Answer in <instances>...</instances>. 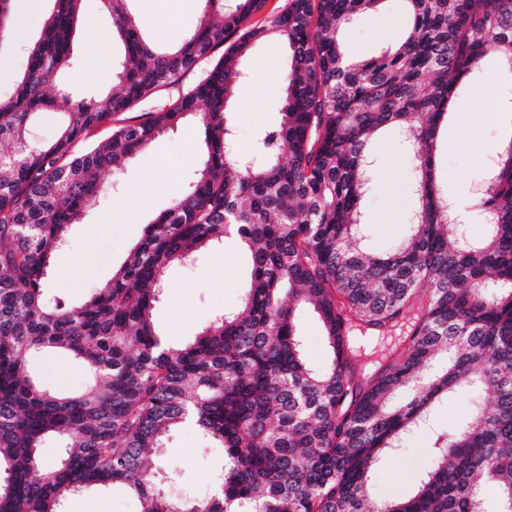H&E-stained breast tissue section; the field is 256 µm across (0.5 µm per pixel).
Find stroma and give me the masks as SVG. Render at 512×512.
I'll return each instance as SVG.
<instances>
[{"label":"stroma","instance_id":"stroma-1","mask_svg":"<svg viewBox=\"0 0 512 512\" xmlns=\"http://www.w3.org/2000/svg\"><path fill=\"white\" fill-rule=\"evenodd\" d=\"M50 7L49 0H12V12L21 28L20 45L0 53V88L10 86L25 68L22 47L38 37ZM129 9L142 33L159 46L179 43L199 17L197 7L182 0H131ZM82 10L85 21L72 42V68L61 80L79 91L105 92L111 78L92 75L89 48L101 34L111 31L112 19L100 0H83ZM405 23L402 0H386L382 10L357 15L342 36L346 57L358 61L380 55L383 48L397 41ZM287 62L286 45L275 39L253 45L242 58L246 78L227 112L239 149H248L259 131L280 124L282 88L277 75ZM511 88L512 71L492 64L475 73L455 99L438 139L439 183L448 199L457 200L466 191L482 186L512 138L511 120L486 116L488 104L506 97ZM374 151L377 165L362 203L368 231L360 248L380 254L406 234L417 205L412 191L416 170L397 129H388L375 142ZM197 152L190 130L163 134L121 170L102 174L103 182L117 184L118 189L97 199L85 223L72 225L69 245L55 257L49 272L50 287L79 304L92 288L109 280L127 260L145 225L169 207L192 177ZM248 275V255L234 236L225 237L223 245L202 252L192 262L172 266L154 307L156 328L169 343L192 340L215 314L239 306ZM298 315L304 360L314 369L325 368L330 353L317 314L305 306ZM409 329V322L404 320L386 331H353L351 346L366 373H373L380 363L402 352ZM29 370L57 392H81L88 385L82 363L66 354L31 360ZM476 402L487 406L491 400L485 393L467 390L440 403L428 427L407 436L400 448L382 456L369 481L371 500L378 503L413 496L432 463L429 448L433 433L454 430L465 409ZM223 462V449L184 425L170 432L162 457H150L148 472L156 479L168 469H178L180 478L167 486L170 497L202 499L212 495L214 475ZM140 509L138 498L121 487L90 489L65 503V512Z\"/></svg>","mask_w":512,"mask_h":512}]
</instances>
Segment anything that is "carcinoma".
<instances>
[{
    "label": "carcinoma",
    "instance_id": "carcinoma-1",
    "mask_svg": "<svg viewBox=\"0 0 512 512\" xmlns=\"http://www.w3.org/2000/svg\"><path fill=\"white\" fill-rule=\"evenodd\" d=\"M27 64L0 92V512H62L88 488L120 485L141 512H512V139L478 197L485 233L450 222L436 177V140L463 82L490 55L512 68V0H403L410 23L379 56L349 61L341 31L385 0H290L266 27L248 28L264 0H201L183 43L147 41L129 0H104L124 47L105 101L57 84L70 69L82 0H52ZM269 37L288 47L279 128L252 150L235 147L227 106L240 58ZM229 45H224V42ZM207 65L201 79L149 120L117 115ZM63 116L56 136L29 140L34 117ZM194 117L203 154L180 195L128 262L74 305L46 288L68 229L113 186L117 170L161 134ZM114 121L103 144L76 151ZM397 127L414 149L418 206L389 252L353 248L362 232L371 144ZM236 233L250 277L240 307L216 315L180 346L151 320L175 263ZM414 313L405 356L364 377L348 336ZM313 305L332 353L304 361L295 323ZM48 350L79 359L90 389L65 395L33 379ZM464 390L473 404L455 432L437 433L432 464L406 501L371 505L370 473L434 407ZM406 400L393 404L397 393ZM186 422L224 449L214 494L175 503L152 482L146 453ZM60 442L46 463L40 448Z\"/></svg>",
    "mask_w": 512,
    "mask_h": 512
}]
</instances>
